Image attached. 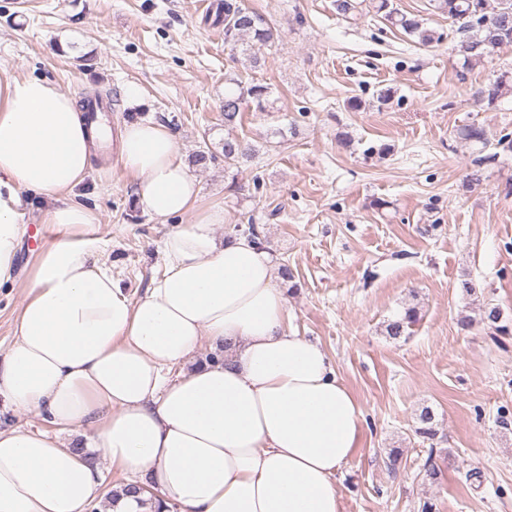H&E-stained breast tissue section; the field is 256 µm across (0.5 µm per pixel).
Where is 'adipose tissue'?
<instances>
[{
  "instance_id": "adipose-tissue-1",
  "label": "adipose tissue",
  "mask_w": 512,
  "mask_h": 512,
  "mask_svg": "<svg viewBox=\"0 0 512 512\" xmlns=\"http://www.w3.org/2000/svg\"><path fill=\"white\" fill-rule=\"evenodd\" d=\"M104 124L54 82L0 73V286L25 299L0 356V512H87L102 497V452L180 512H343L334 482L361 446V407L317 344L288 332L287 299L266 249L219 238L220 208L197 210L199 182L164 124L132 122L117 153L135 204L166 220L164 270L130 298L103 261L95 210L74 199ZM48 202L51 231L25 281L21 191ZM220 363L170 379L203 345ZM88 443L79 453L66 436Z\"/></svg>"
}]
</instances>
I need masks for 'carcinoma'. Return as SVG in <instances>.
I'll list each match as a JSON object with an SVG mask.
<instances>
[{
    "instance_id": "1",
    "label": "carcinoma",
    "mask_w": 512,
    "mask_h": 512,
    "mask_svg": "<svg viewBox=\"0 0 512 512\" xmlns=\"http://www.w3.org/2000/svg\"><path fill=\"white\" fill-rule=\"evenodd\" d=\"M436 12L448 17L451 26L460 34L456 45L459 55L465 62L482 61L494 57L500 49L512 46V0H432ZM373 9L383 15V19L392 26L401 29L406 35L418 39L423 45L434 42L432 31L423 27L417 17L408 15L397 8L393 0H372ZM220 14L224 22V42L233 48L241 49L249 56L252 64L257 57L250 54L252 44L267 45L274 42V31L266 18L252 11L237 0H224ZM234 87L224 92V169L229 170L247 156L246 147L233 134L239 112L243 104L252 105L256 112L266 111L268 87L262 84L248 86L231 80ZM512 90L504 77H498L474 92L475 99L489 106L494 105L504 94ZM461 139L473 143L485 144L486 137L482 128L465 125L458 130ZM416 308L409 307L404 314L388 321L386 333L392 339L407 335L408 329L417 321ZM416 433L432 439L436 436L434 414L429 408L422 409L418 417ZM422 480L431 484H440L445 479V470L439 466L433 456H428L422 470Z\"/></svg>"
}]
</instances>
